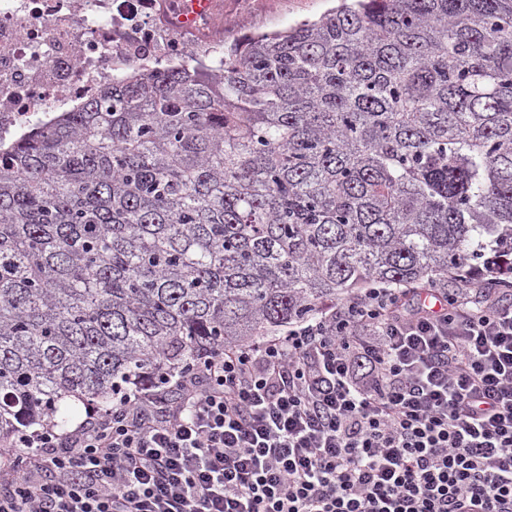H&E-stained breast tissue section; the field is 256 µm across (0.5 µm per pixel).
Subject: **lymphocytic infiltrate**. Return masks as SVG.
I'll return each instance as SVG.
<instances>
[{"label":"lymphocytic infiltrate","instance_id":"obj_1","mask_svg":"<svg viewBox=\"0 0 512 512\" xmlns=\"http://www.w3.org/2000/svg\"><path fill=\"white\" fill-rule=\"evenodd\" d=\"M492 281L365 288L22 433L0 512H512V300Z\"/></svg>","mask_w":512,"mask_h":512}]
</instances>
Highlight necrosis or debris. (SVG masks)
I'll list each match as a JSON object with an SVG mask.
<instances>
[{
  "label": "necrosis or debris",
  "instance_id": "1",
  "mask_svg": "<svg viewBox=\"0 0 512 512\" xmlns=\"http://www.w3.org/2000/svg\"><path fill=\"white\" fill-rule=\"evenodd\" d=\"M191 11V0H0V144L49 127L133 67L222 74L234 19L224 0Z\"/></svg>",
  "mask_w": 512,
  "mask_h": 512
}]
</instances>
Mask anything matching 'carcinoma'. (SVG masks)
<instances>
[{"instance_id": "1", "label": "carcinoma", "mask_w": 512, "mask_h": 512, "mask_svg": "<svg viewBox=\"0 0 512 512\" xmlns=\"http://www.w3.org/2000/svg\"><path fill=\"white\" fill-rule=\"evenodd\" d=\"M512 288V0H340L0 150V442L361 288Z\"/></svg>"}]
</instances>
